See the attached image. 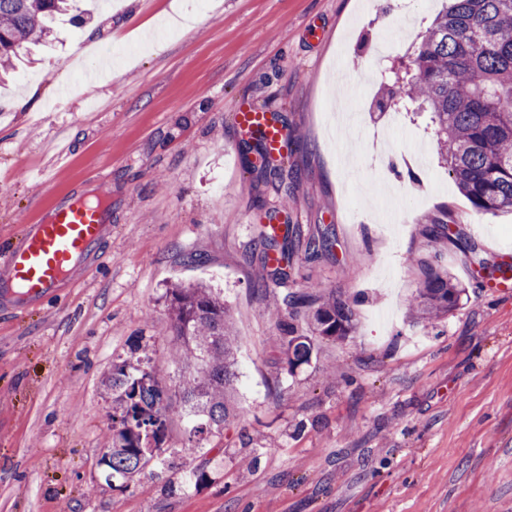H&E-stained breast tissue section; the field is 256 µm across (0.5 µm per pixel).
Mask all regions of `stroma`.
Instances as JSON below:
<instances>
[{"instance_id": "35a3bbf8", "label": "stroma", "mask_w": 512, "mask_h": 512, "mask_svg": "<svg viewBox=\"0 0 512 512\" xmlns=\"http://www.w3.org/2000/svg\"><path fill=\"white\" fill-rule=\"evenodd\" d=\"M443 0H79L85 22L0 77V248L46 207L108 189L112 233L58 298L0 313V512H512V291L489 264L512 254V213L475 214L424 112H373L386 34L417 40ZM183 19L143 44L171 8ZM121 49L98 81L96 52ZM281 114L280 176L236 148L239 101ZM423 155L418 182L375 181L371 144ZM331 252L296 251L290 290L357 299L345 339L295 372L279 364V289L258 293L253 239L270 214ZM458 239L430 240L431 222ZM204 255L191 265L187 254ZM465 289L432 323L409 316L418 260ZM221 288L240 340L235 422L188 453L173 413L167 460L124 486L99 465L112 438V361L142 342L178 383L168 284ZM206 472L204 482L190 471ZM333 233L330 227L321 230L317 235H312L303 240L302 246L308 258L318 257L327 252L333 245Z\"/></svg>"}]
</instances>
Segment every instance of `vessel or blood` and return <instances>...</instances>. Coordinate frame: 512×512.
Returning <instances> with one entry per match:
<instances>
[{
	"label": "vessel or blood",
	"mask_w": 512,
	"mask_h": 512,
	"mask_svg": "<svg viewBox=\"0 0 512 512\" xmlns=\"http://www.w3.org/2000/svg\"><path fill=\"white\" fill-rule=\"evenodd\" d=\"M234 121L240 137L260 141L269 157L283 156L292 142L272 113L250 104L236 105ZM111 220L112 211L100 195L71 199L25 225L0 252V308L18 311L57 297L81 267L97 262Z\"/></svg>",
	"instance_id": "vessel-or-blood-1"
}]
</instances>
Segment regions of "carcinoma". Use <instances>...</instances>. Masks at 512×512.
Listing matches in <instances>:
<instances>
[{"instance_id": "1", "label": "carcinoma", "mask_w": 512, "mask_h": 512, "mask_svg": "<svg viewBox=\"0 0 512 512\" xmlns=\"http://www.w3.org/2000/svg\"><path fill=\"white\" fill-rule=\"evenodd\" d=\"M70 0H0V68L19 52L46 41ZM391 82L379 107L430 113L440 162L448 166L460 192L476 214L512 212V0H450L420 34L406 66L390 70ZM261 228L255 247L262 266L254 287L285 285L291 278V238ZM330 228L303 240L304 253L317 257L333 245ZM281 262L267 264L269 252ZM424 265V279L409 303L416 320L433 322L456 310L463 289L447 274ZM170 312L171 358L188 370L172 385L159 377L140 343L112 363V480L127 483L150 464L165 463L168 425L174 410L186 419L189 451L224 434L235 417L238 336L224 296L202 283H175L166 289ZM356 300L330 290L289 291L282 298L288 318H304L310 332L279 320L275 351L288 372L311 362L314 339L345 338L353 327Z\"/></svg>"}]
</instances>
